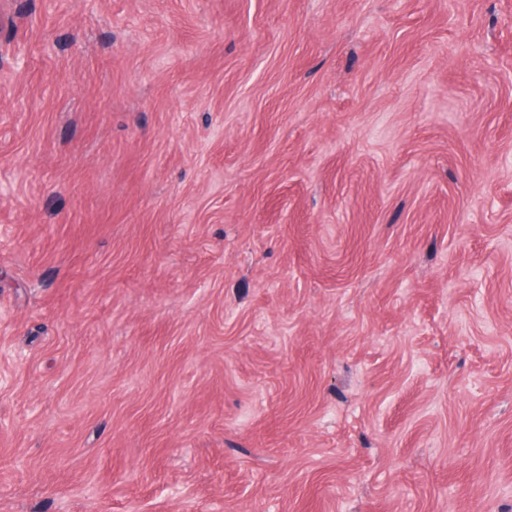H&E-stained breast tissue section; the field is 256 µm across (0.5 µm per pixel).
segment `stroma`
Segmentation results:
<instances>
[{"instance_id":"35a3bbf8","label":"stroma","mask_w":512,"mask_h":512,"mask_svg":"<svg viewBox=\"0 0 512 512\" xmlns=\"http://www.w3.org/2000/svg\"><path fill=\"white\" fill-rule=\"evenodd\" d=\"M0 15V512H512V0Z\"/></svg>"}]
</instances>
